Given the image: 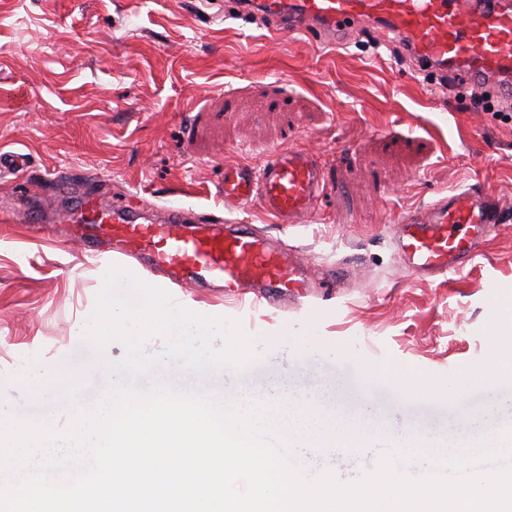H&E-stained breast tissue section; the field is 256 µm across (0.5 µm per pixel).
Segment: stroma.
Segmentation results:
<instances>
[{"label": "stroma", "mask_w": 512, "mask_h": 512, "mask_svg": "<svg viewBox=\"0 0 512 512\" xmlns=\"http://www.w3.org/2000/svg\"><path fill=\"white\" fill-rule=\"evenodd\" d=\"M266 35L214 0H0V147L34 171L1 177L0 204L68 210L52 181L78 171L96 177L81 191L106 204L128 193L216 214L225 167L312 150L333 191L309 223H274L254 201L228 213L317 271L343 269L345 286L276 308L181 292L193 311L240 319L262 356L244 377L222 371L210 384L269 401L306 395L393 439L410 430L453 444L512 422V376H482L495 306L512 298V221L445 279L412 277L392 245L393 220L441 194L479 186L512 211V120L417 73L371 32L339 49ZM105 272L82 241L0 223V375L32 355L79 366ZM395 368L431 390L401 393ZM468 372L464 394L449 397Z\"/></svg>", "instance_id": "stroma-1"}]
</instances>
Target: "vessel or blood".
<instances>
[{
  "instance_id": "1",
  "label": "vessel or blood",
  "mask_w": 512,
  "mask_h": 512,
  "mask_svg": "<svg viewBox=\"0 0 512 512\" xmlns=\"http://www.w3.org/2000/svg\"><path fill=\"white\" fill-rule=\"evenodd\" d=\"M240 10L263 18L276 42L315 35L341 45L354 24L365 23L403 45L417 70L451 71L468 86L512 98V0H248ZM329 190L317 155L293 147L272 152L259 168L234 167L221 187L226 209L255 198L280 224L308 223ZM152 211L129 199L106 206L84 193L63 221L89 255L108 250L144 260L181 289L218 284L227 296L277 305L312 288L332 296L340 286L341 273L312 277L297 256L274 248L252 225L180 207L165 208L157 219ZM507 217L482 189L446 193L396 219V247L412 274L444 277L480 254Z\"/></svg>"
}]
</instances>
